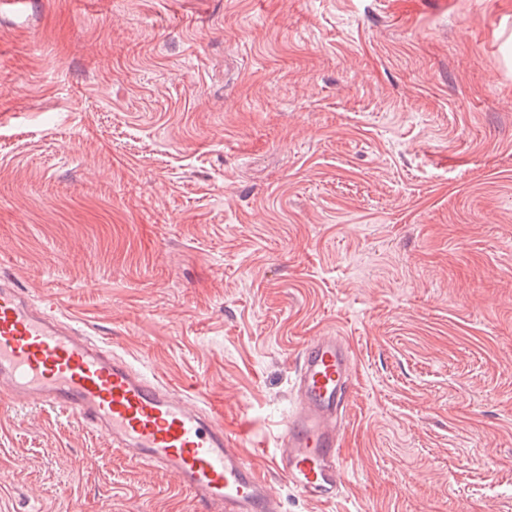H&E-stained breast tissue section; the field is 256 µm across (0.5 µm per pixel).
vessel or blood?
<instances>
[{"label": "vessel or blood", "instance_id": "obj_1", "mask_svg": "<svg viewBox=\"0 0 512 512\" xmlns=\"http://www.w3.org/2000/svg\"><path fill=\"white\" fill-rule=\"evenodd\" d=\"M295 376L296 408L273 468L302 496L327 502L345 481L340 446L352 390L350 344L331 334L313 337L299 351ZM0 405L71 415L130 462L169 475L202 512H282L215 408L176 396L7 275L0 277Z\"/></svg>", "mask_w": 512, "mask_h": 512}]
</instances>
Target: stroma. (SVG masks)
<instances>
[{
	"instance_id": "obj_1",
	"label": "stroma",
	"mask_w": 512,
	"mask_h": 512,
	"mask_svg": "<svg viewBox=\"0 0 512 512\" xmlns=\"http://www.w3.org/2000/svg\"><path fill=\"white\" fill-rule=\"evenodd\" d=\"M247 428L283 512H512V0L0 10V273ZM355 372L336 500L271 470L303 343ZM0 512H197L0 411Z\"/></svg>"
}]
</instances>
